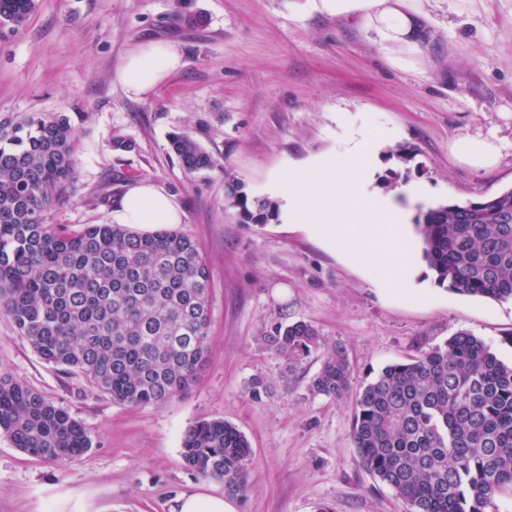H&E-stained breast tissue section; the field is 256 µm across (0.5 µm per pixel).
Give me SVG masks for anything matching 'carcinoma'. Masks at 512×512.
Segmentation results:
<instances>
[{"label": "carcinoma", "instance_id": "obj_1", "mask_svg": "<svg viewBox=\"0 0 512 512\" xmlns=\"http://www.w3.org/2000/svg\"><path fill=\"white\" fill-rule=\"evenodd\" d=\"M35 8L36 0H0V26L24 23ZM75 141L62 112L0 130V313L44 362L82 373L113 402L158 403L189 390L206 362L211 273L199 244L175 231L50 223L73 187ZM170 146L189 173L214 166L185 132ZM225 195L244 224L277 217L276 202L249 197L238 181L226 182ZM415 228L438 284L512 301V188L429 208ZM264 339L289 361L322 344L305 321L276 322ZM350 388L348 358L333 345L310 390L341 399ZM0 432L48 461L81 459L92 447L67 409L9 375L0 376ZM352 437L364 467L408 512H488L512 494V364L460 331L361 386ZM251 455L245 435L220 419L182 438L186 467L230 495L248 490Z\"/></svg>", "mask_w": 512, "mask_h": 512}]
</instances>
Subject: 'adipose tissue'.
Wrapping results in <instances>:
<instances>
[{"label": "adipose tissue", "mask_w": 512, "mask_h": 512, "mask_svg": "<svg viewBox=\"0 0 512 512\" xmlns=\"http://www.w3.org/2000/svg\"><path fill=\"white\" fill-rule=\"evenodd\" d=\"M320 12L337 17L360 13L370 19V29L383 42L417 44L425 30L416 16L400 10L394 0H309ZM181 65L176 47L167 41L134 46L117 78L126 92L141 98L161 85ZM372 151L368 138L350 141L341 152L321 156L289 173L282 184L288 217L296 224H314L329 243L348 253L374 252L381 258L392 287L402 286L411 262L406 226L413 204L423 201L427 189L404 186L383 196L370 190L361 169ZM451 151L467 165L488 168L501 154L500 144L489 138L461 136ZM112 221L142 232L179 224L183 213L164 191L150 183L131 186L112 207Z\"/></svg>", "instance_id": "ef3b65f1"}]
</instances>
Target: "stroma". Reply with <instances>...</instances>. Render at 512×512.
I'll return each instance as SVG.
<instances>
[{
    "mask_svg": "<svg viewBox=\"0 0 512 512\" xmlns=\"http://www.w3.org/2000/svg\"><path fill=\"white\" fill-rule=\"evenodd\" d=\"M425 24L417 45L374 41L359 16L298 8L295 0H38L15 30L0 28V127L33 112L82 113L74 194L51 223L77 229L112 219L130 186L151 183L184 214L177 232L198 242L212 275L207 361L187 392L118 405L82 374L44 363L0 315V373L24 381L88 429L81 460L53 462L0 433V512H171L183 491L220 495L182 459L196 422L234 424L253 448L237 512H407L361 465L352 442L354 398L313 394L321 351L287 365L264 341L270 323L305 321L342 346L359 389L369 373L467 331L512 363V302L436 284L416 235L410 294L387 289L375 254L355 261L286 215L240 223L227 180L279 199L278 181L359 133L378 138L367 172L384 189L426 186L424 211L512 187V0H406ZM173 43L179 70L154 93L130 97L117 81L129 50ZM187 132L213 169L187 173L169 135ZM495 137L493 168L451 153L460 136ZM121 140L125 149L112 148ZM407 147L412 158L392 161ZM267 385L252 397L254 378Z\"/></svg>",
    "mask_w": 512,
    "mask_h": 512,
    "instance_id": "35a3bbf8",
    "label": "stroma"
}]
</instances>
